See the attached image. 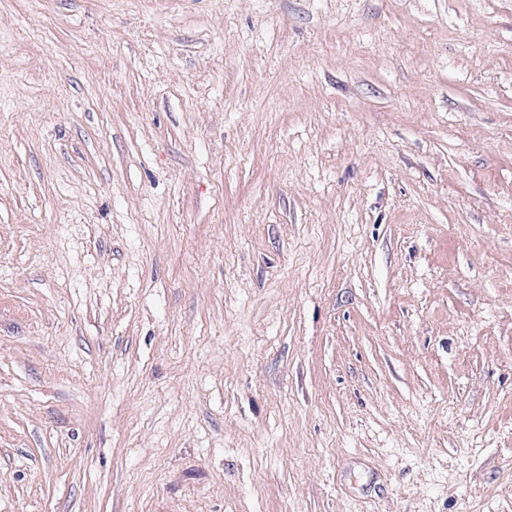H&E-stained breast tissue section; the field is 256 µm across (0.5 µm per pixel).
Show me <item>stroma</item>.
Instances as JSON below:
<instances>
[{
  "mask_svg": "<svg viewBox=\"0 0 512 512\" xmlns=\"http://www.w3.org/2000/svg\"><path fill=\"white\" fill-rule=\"evenodd\" d=\"M0 512H512V0H0Z\"/></svg>",
  "mask_w": 512,
  "mask_h": 512,
  "instance_id": "1",
  "label": "stroma"
}]
</instances>
